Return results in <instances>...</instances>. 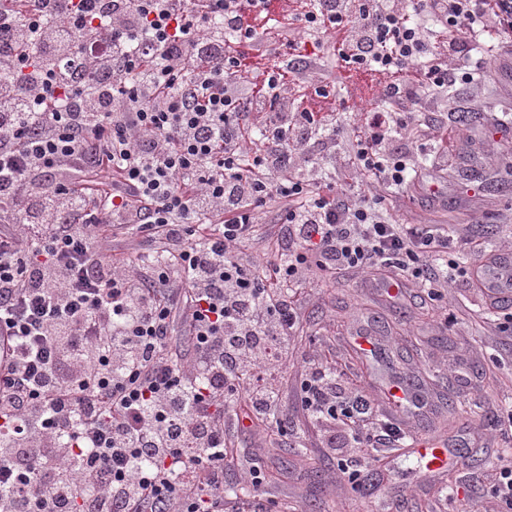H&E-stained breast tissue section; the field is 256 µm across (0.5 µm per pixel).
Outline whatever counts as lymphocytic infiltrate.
Instances as JSON below:
<instances>
[{"label": "lymphocytic infiltrate", "mask_w": 512, "mask_h": 512, "mask_svg": "<svg viewBox=\"0 0 512 512\" xmlns=\"http://www.w3.org/2000/svg\"><path fill=\"white\" fill-rule=\"evenodd\" d=\"M510 36L512 0H0V512H256L225 494L224 428L287 431L298 288H377L389 267L432 297L481 286L447 225L396 223L385 195L460 157L420 115ZM325 51L332 84L298 66ZM356 78L377 100L314 155ZM410 132L434 141L428 168ZM270 212L264 260L243 261ZM120 235L146 251L107 252ZM337 379L309 361L298 395L325 454L339 426L362 454L355 484L371 439L407 435Z\"/></svg>", "instance_id": "obj_1"}]
</instances>
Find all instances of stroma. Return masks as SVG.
Instances as JSON below:
<instances>
[{
  "label": "stroma",
  "instance_id": "1",
  "mask_svg": "<svg viewBox=\"0 0 512 512\" xmlns=\"http://www.w3.org/2000/svg\"><path fill=\"white\" fill-rule=\"evenodd\" d=\"M490 78L460 86L448 99L458 122L459 147L468 151L463 161L444 174L440 202L429 201L423 188L412 198L394 199L393 216L411 224L452 223L460 231L448 253L467 261L465 238L476 236L479 224H488L493 252L512 251V193L499 183L512 180V54H496L489 62ZM477 113L479 123H463ZM363 274L353 272L340 281L308 284L305 317L295 339L294 357L283 376L292 434L286 444L268 448L265 430L228 425L227 439L241 461L264 458L269 468L282 469L272 494L287 496L296 512H377L389 503L393 512H429L432 496L422 485L429 475L423 461L402 448L389 480L352 487L332 459L312 462L306 451L318 447L323 434L308 424L297 393L305 362L333 358L345 372L342 384L367 390L375 409L385 403L379 390L384 381L415 369H429V406L406 419L414 436L438 432L459 457L450 472L448 489L455 500H477L478 512H492L483 491L495 476L504 454H512V432L497 421L512 406V331L502 323L512 320V306L492 304L480 289L464 280L450 283L440 298L405 283L394 296L365 287ZM370 326L381 354L371 364L359 350L354 333ZM465 405L469 416L448 422V404Z\"/></svg>",
  "mask_w": 512,
  "mask_h": 512
}]
</instances>
